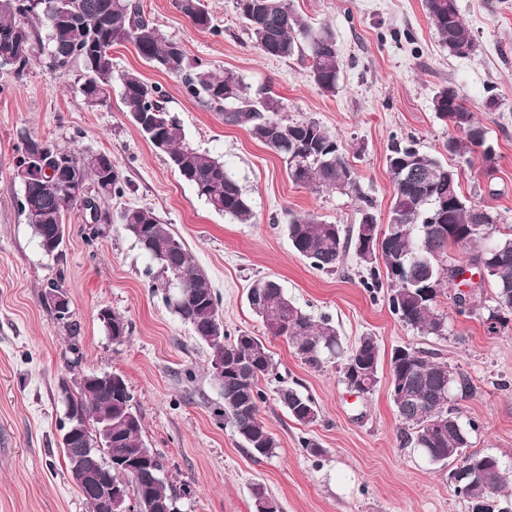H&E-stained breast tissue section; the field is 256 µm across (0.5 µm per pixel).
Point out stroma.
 I'll return each instance as SVG.
<instances>
[{"label": "stroma", "instance_id": "obj_1", "mask_svg": "<svg viewBox=\"0 0 512 512\" xmlns=\"http://www.w3.org/2000/svg\"><path fill=\"white\" fill-rule=\"evenodd\" d=\"M163 37L217 74L232 72L254 97L281 99L282 118L313 119L342 140L361 193L386 224L393 194L387 167L392 140L411 138L422 151L447 158L453 130L432 106L434 94L453 87L485 127L495 149L461 177V190L497 216L490 239L512 234V0H457L477 41L475 55H448L422 0H292L296 11L336 33L342 68L335 93L309 79L297 59L262 56L252 45L234 0H205L215 31L192 26L174 0H139ZM114 77L135 74L161 87L165 106L179 119L191 147L220 158L248 198L254 219L241 224L212 209L138 132L112 86L88 106L80 87L81 61L55 70L47 58L23 76L0 70V512H87L59 446L65 418L61 380L77 373L122 376L142 422V440L160 457L161 476L177 512H254L253 488L262 485L280 512H472L448 475L455 462H430L402 433L390 398V354L407 345L467 376L470 395L452 392L462 423H475L470 449L498 458L506 477L494 512H512V311L493 334L487 309L462 315L457 286L442 284L436 309L446 338L424 336L388 306L386 290L372 293L370 274L354 251L338 271L323 272L292 248L291 215L330 224L357 223L356 196L293 184L283 160L222 113L188 96L174 76L143 61L129 43L113 46ZM48 141L77 156L106 154L128 181L123 196H95L102 215L69 214L57 255L40 247L19 206L13 161L25 139ZM146 207L185 243L221 300L224 331H247L270 350L281 379L299 384L319 409L303 426L275 400L261 408L276 439L272 454H251L224 424V398L211 372V351L163 300L167 276L124 229L119 214ZM272 276L314 318L336 326L344 348L375 336L381 351L378 383L360 394L343 382L335 360L305 365L284 338L271 336L248 302V290ZM69 295L72 317L63 323L43 303L51 283ZM126 323L112 340L102 311ZM316 440L310 454L303 438Z\"/></svg>", "mask_w": 512, "mask_h": 512}]
</instances>
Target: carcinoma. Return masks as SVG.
<instances>
[{
    "mask_svg": "<svg viewBox=\"0 0 512 512\" xmlns=\"http://www.w3.org/2000/svg\"><path fill=\"white\" fill-rule=\"evenodd\" d=\"M177 9L195 27L215 31L216 26L204 0H175ZM238 16L244 23L254 48L263 56L288 60L298 58L305 64L310 80L324 93H333L341 71L335 33L327 26L313 27L295 11L291 0H235ZM426 13L443 48L466 58L476 51L474 38L462 19L456 0H424ZM48 28L47 44L40 43L37 25ZM128 42L142 60L181 79L185 92L205 107L224 113V123L245 126L252 138L273 151L286 163L288 177L295 185L312 190H336L358 195L359 221L346 230L342 224H327L315 216L292 217L287 224L293 249L321 271L338 269L347 249L370 266L366 287L378 290L388 284L391 312L424 336L446 337L445 318L435 310L437 289L445 274L438 260L448 257L453 243L448 227L466 230V241L458 246L465 254L469 270H484L495 290V309L487 320L496 330L508 325L501 317L512 311V237L498 240L493 258L487 260L488 247L479 245L487 230L496 223L486 206L463 195L460 164L473 165L478 157L488 162L493 147L487 132L451 87L441 88L433 98V107L442 121L455 131L448 137L445 150L457 163L421 151L414 142H395L387 156L394 192L386 228L379 229L373 201L359 191L357 176L334 133L314 120L290 122L280 117V100L267 97L256 101L248 86L235 74L213 73L203 62L191 59L183 50H174L176 41L164 39L143 15L136 0H0V66L16 60L14 73L23 75L37 49L47 50L51 66L64 69L73 59L82 62L86 80L81 93L93 105L105 100L112 87V46ZM122 99L127 112L154 149L168 155L180 177L192 185L198 197L214 210L231 216L240 224L252 222L254 214L241 186L225 168L224 162L207 152L184 143L179 120L163 104L159 86L134 74L121 78ZM44 154L47 162L58 157L70 166L60 173L64 181L93 182L103 196L122 195L126 182L114 163L104 154L77 158L73 152L48 143L25 140ZM446 204L443 223L432 222L435 210ZM77 205L64 203V191L36 187L20 201V208L34 230L40 247L47 246L53 225L66 221L67 213ZM120 221L169 275L165 296L173 312L194 335L212 350V359H224V373L214 374L224 396L223 416L252 453L267 456L277 447L273 435L261 420L260 407L267 394L260 381L276 383L275 400L298 423L317 421L314 399L281 380L263 341L242 331L234 338L220 333L211 340V328L224 327L220 301L208 276L193 263L189 251L170 225L149 208L128 207ZM383 237V255L376 241ZM382 262L380 273L376 262ZM248 300L268 332L283 337L294 353L307 365L319 367L323 355L340 361L343 378L354 359H359L360 393H368L378 383L380 347L375 337L365 335L350 350L343 349L339 333L329 319H314L288 298L274 278L254 282ZM103 321L112 339L126 334L124 319L103 312ZM97 374L73 379L75 390L66 398L67 410L81 409L85 434L102 448L101 455L112 450V482L126 483L152 505L150 512H177L175 501L160 477L161 464L156 454L154 468L132 474L121 460L144 451L141 422L124 423L131 411L132 394L125 380L112 375L120 388L109 390L95 382ZM390 385L405 425V437L420 448L432 462L452 460L457 449L469 447V431L476 423L464 426L448 407L452 390L469 394L468 379L448 364L436 361L409 346H398L390 356ZM462 482L455 492L473 504V512H491L490 502L504 486L499 460L487 454L472 453L462 462Z\"/></svg>",
    "mask_w": 512,
    "mask_h": 512,
    "instance_id": "1",
    "label": "carcinoma"
}]
</instances>
